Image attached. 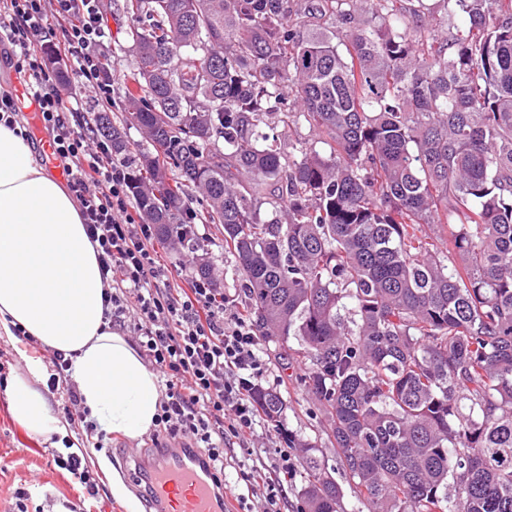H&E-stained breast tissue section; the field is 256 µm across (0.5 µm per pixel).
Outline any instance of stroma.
Masks as SVG:
<instances>
[{"label": "stroma", "instance_id": "35a3bbf8", "mask_svg": "<svg viewBox=\"0 0 512 512\" xmlns=\"http://www.w3.org/2000/svg\"><path fill=\"white\" fill-rule=\"evenodd\" d=\"M100 4L112 5L108 18L111 37L102 46L103 57L110 61L112 79V112L115 123H122L124 114L121 101L126 92L135 90L133 80L135 59L127 49L125 28L128 21L122 11L124 0H99ZM199 237L208 239L209 251L214 266V276L220 282L230 302L225 306V319H232L241 306L234 302L233 258L225 253L224 245L216 237V228L211 224H196ZM267 371L260 379L262 387L280 391L285 400V426L305 435H313L319 429L322 416L311 397L291 380H283L271 346H263ZM53 352L44 344L28 345L16 337L0 335V372L7 379L26 376L27 363L39 360L50 363ZM51 404L53 414L65 422L64 433L52 438L36 437L21 428L12 418L5 389L0 388V512H18L19 505H26L27 512H53L54 507H75L77 512H125L122 505L112 497L111 468H118L122 479L132 494H139L140 485L131 474V460L140 452H147L146 438L129 439L118 434L98 437L86 433L80 425H68L67 411L71 407L69 392L74 387L72 379H61L58 385L49 381L38 384ZM284 438L271 427L258 428L249 437L246 448H228L224 451V512H263V498L241 504L238 499L237 459L247 457L257 466H269L271 456ZM77 447L83 466L95 479V491L78 483L67 470L57 466L56 457H67L69 447Z\"/></svg>", "mask_w": 512, "mask_h": 512}]
</instances>
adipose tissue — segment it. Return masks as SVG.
I'll return each mask as SVG.
<instances>
[{"label": "adipose tissue", "mask_w": 512, "mask_h": 512, "mask_svg": "<svg viewBox=\"0 0 512 512\" xmlns=\"http://www.w3.org/2000/svg\"><path fill=\"white\" fill-rule=\"evenodd\" d=\"M104 288L78 203L0 120V334L18 327L62 353L89 420L137 439L155 425L162 386L137 349L109 329ZM30 373L12 388L14 420L36 436L62 432L35 386L44 365L31 362Z\"/></svg>", "instance_id": "obj_1"}]
</instances>
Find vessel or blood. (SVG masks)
Listing matches in <instances>:
<instances>
[{
    "label": "vessel or blood",
    "instance_id": "b4317fda",
    "mask_svg": "<svg viewBox=\"0 0 512 512\" xmlns=\"http://www.w3.org/2000/svg\"><path fill=\"white\" fill-rule=\"evenodd\" d=\"M155 512H221L217 490L175 450L162 452L138 463Z\"/></svg>",
    "mask_w": 512,
    "mask_h": 512
}]
</instances>
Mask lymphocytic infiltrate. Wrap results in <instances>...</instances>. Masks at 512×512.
I'll return each mask as SVG.
<instances>
[{"mask_svg":"<svg viewBox=\"0 0 512 512\" xmlns=\"http://www.w3.org/2000/svg\"><path fill=\"white\" fill-rule=\"evenodd\" d=\"M71 61L65 81L42 43L50 28ZM109 36L98 0H0V44L22 77L25 96L53 139L67 186L96 246L110 329L131 333L142 358L164 379L153 447L202 450V464L224 472V451L247 441L260 413L251 390L264 374L260 341L241 318L224 324V296L207 281L169 285V270L157 259L155 225L133 214L128 166L113 159L111 140L95 135L81 115L86 103L112 105V84L98 52ZM274 470L259 474L240 465L246 494L262 497L265 512H279L285 477L294 472L291 448L275 451Z\"/></svg>","mask_w":512,"mask_h":512,"instance_id":"obj_1","label":"lymphocytic infiltrate"}]
</instances>
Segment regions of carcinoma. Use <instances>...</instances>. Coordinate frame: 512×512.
<instances>
[{
    "instance_id": "carcinoma-1",
    "label": "carcinoma",
    "mask_w": 512,
    "mask_h": 512,
    "mask_svg": "<svg viewBox=\"0 0 512 512\" xmlns=\"http://www.w3.org/2000/svg\"><path fill=\"white\" fill-rule=\"evenodd\" d=\"M436 2L124 0L147 145L96 130L216 288L202 192L245 320L317 404L333 466L251 392L302 449L301 512H345L337 470L366 512H512V0Z\"/></svg>"
}]
</instances>
